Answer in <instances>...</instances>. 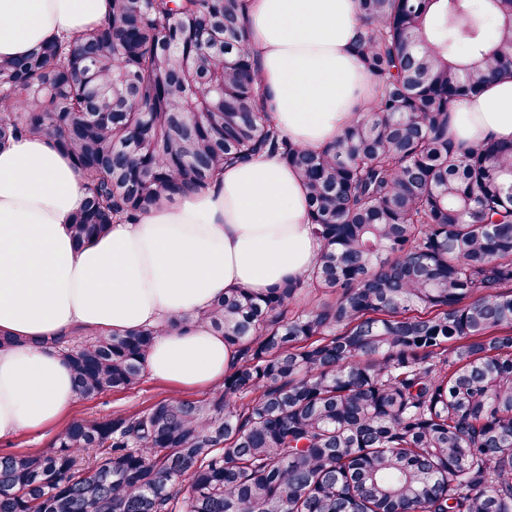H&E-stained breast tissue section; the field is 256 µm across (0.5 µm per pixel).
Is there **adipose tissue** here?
Returning <instances> with one entry per match:
<instances>
[{
  "instance_id": "adipose-tissue-1",
  "label": "adipose tissue",
  "mask_w": 512,
  "mask_h": 512,
  "mask_svg": "<svg viewBox=\"0 0 512 512\" xmlns=\"http://www.w3.org/2000/svg\"><path fill=\"white\" fill-rule=\"evenodd\" d=\"M111 13L112 0H0V59L86 33ZM243 24L263 105L290 143L321 149L373 106L357 0H249ZM448 135L464 145L512 141V78L456 102ZM85 197L53 141L0 146V439L40 432L75 402L72 370L52 341L78 328H157L145 362L152 377L181 388L222 382L232 348L179 319L234 289L263 293L304 276L319 251L304 183L276 154L225 168L208 188L79 244L72 222Z\"/></svg>"
}]
</instances>
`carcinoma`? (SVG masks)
I'll return each mask as SVG.
<instances>
[{
	"instance_id": "1",
	"label": "carcinoma",
	"mask_w": 512,
	"mask_h": 512,
	"mask_svg": "<svg viewBox=\"0 0 512 512\" xmlns=\"http://www.w3.org/2000/svg\"><path fill=\"white\" fill-rule=\"evenodd\" d=\"M246 2L112 0L91 32L0 61V145L71 155L77 242L271 152L321 243L303 278L181 319L237 353L217 396L1 454L0 512H512V142L448 137L456 100L512 76V0H358L381 92L318 151L263 108ZM157 335L54 344L86 400L134 386Z\"/></svg>"
}]
</instances>
